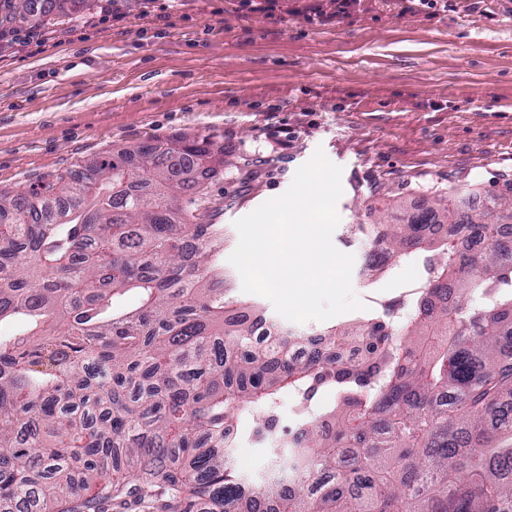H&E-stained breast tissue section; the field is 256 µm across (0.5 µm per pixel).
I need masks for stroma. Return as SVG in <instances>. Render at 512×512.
<instances>
[{
    "label": "stroma",
    "mask_w": 512,
    "mask_h": 512,
    "mask_svg": "<svg viewBox=\"0 0 512 512\" xmlns=\"http://www.w3.org/2000/svg\"><path fill=\"white\" fill-rule=\"evenodd\" d=\"M276 16L239 0H108L57 22L32 17L0 50V189L109 152L210 135L229 163L209 181L224 227L226 286L245 295L228 262L237 219L283 194L323 150L342 168L332 240L352 254V288L366 309L407 292L418 265L390 264L374 283L371 243L356 227L390 224L392 198L412 208L456 190L479 206L512 201V0H358L348 15L307 22L312 0H280ZM365 309V310H366ZM294 396L283 393L277 436L237 442L231 461L263 480L287 448Z\"/></svg>",
    "instance_id": "stroma-1"
}]
</instances>
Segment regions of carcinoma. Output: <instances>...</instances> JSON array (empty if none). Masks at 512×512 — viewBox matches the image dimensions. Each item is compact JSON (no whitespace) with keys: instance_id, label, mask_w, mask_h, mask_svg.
<instances>
[{"instance_id":"cac0c4a2","label":"carcinoma","mask_w":512,"mask_h":512,"mask_svg":"<svg viewBox=\"0 0 512 512\" xmlns=\"http://www.w3.org/2000/svg\"><path fill=\"white\" fill-rule=\"evenodd\" d=\"M36 1L59 12L0 0V26ZM224 165L182 137L0 191V512H512V202L361 228L422 262L404 316L298 338L226 293ZM286 390L298 483L248 484L229 433L272 434Z\"/></svg>"}]
</instances>
